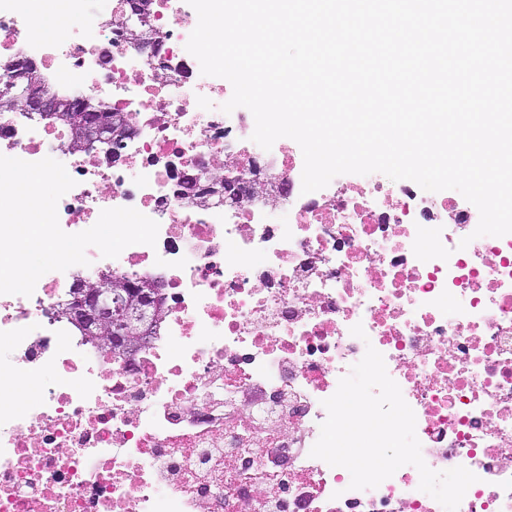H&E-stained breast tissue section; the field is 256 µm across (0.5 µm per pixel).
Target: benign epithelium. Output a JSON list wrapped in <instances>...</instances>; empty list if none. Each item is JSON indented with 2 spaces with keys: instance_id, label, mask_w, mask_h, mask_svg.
<instances>
[{
  "instance_id": "7a95c632",
  "label": "benign epithelium",
  "mask_w": 512,
  "mask_h": 512,
  "mask_svg": "<svg viewBox=\"0 0 512 512\" xmlns=\"http://www.w3.org/2000/svg\"><path fill=\"white\" fill-rule=\"evenodd\" d=\"M112 24L128 29L129 39L142 52L154 51L158 44L159 31L144 18L136 26L128 24V16L115 14ZM16 105L12 81L0 85V112H11ZM33 108L46 116L65 122L70 128L69 149L73 152H87L97 141L96 127H112V143L119 145L127 135L126 124L112 126V108L103 102L91 106V112L98 116L90 124L81 116H62L60 99L48 89H43L35 100ZM278 192L276 177L267 171H254V176L245 182L239 177L214 179V186L208 198L195 199L199 207H208L226 197L242 205L256 199H274ZM132 284L122 276L104 275L95 281L83 280L76 289L74 299L55 309L56 317L65 319L82 329L90 340L108 358L129 357L144 344L142 326L155 323L163 318V310L145 305L146 298L131 299Z\"/></svg>"
}]
</instances>
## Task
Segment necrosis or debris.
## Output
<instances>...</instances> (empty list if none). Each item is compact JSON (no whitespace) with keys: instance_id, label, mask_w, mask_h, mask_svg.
I'll return each mask as SVG.
<instances>
[{"instance_id":"obj_1","label":"necrosis or debris","mask_w":512,"mask_h":512,"mask_svg":"<svg viewBox=\"0 0 512 512\" xmlns=\"http://www.w3.org/2000/svg\"><path fill=\"white\" fill-rule=\"evenodd\" d=\"M96 3L0 0V78L47 74L75 109L106 96L129 124L121 161L70 152L68 126L22 102L0 113V154L65 166L64 232L127 207L157 243L91 246L31 296L0 294V512H444L414 466L354 490L310 455L324 400L370 346L428 467L477 475L458 512H512V234L474 237V205L410 180L302 193V159L254 143L250 111H222L223 84L186 50L187 0H149L152 56L112 24L126 0ZM50 7L67 36L46 30ZM229 155L279 177L278 205L191 203ZM108 271L163 281L165 316L126 360L53 316Z\"/></svg>"}]
</instances>
